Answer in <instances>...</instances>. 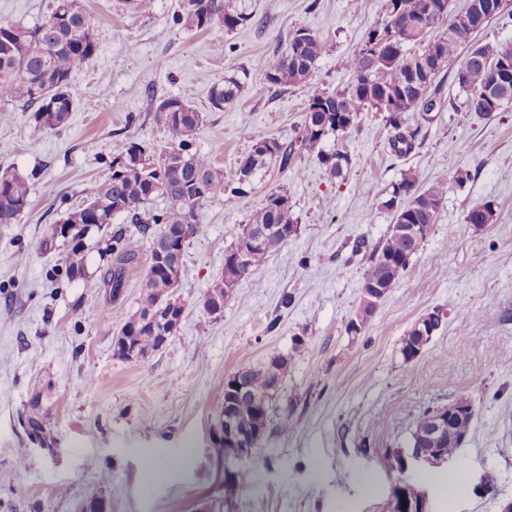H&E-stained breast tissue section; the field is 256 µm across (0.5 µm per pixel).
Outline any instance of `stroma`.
Listing matches in <instances>:
<instances>
[{
    "mask_svg": "<svg viewBox=\"0 0 512 512\" xmlns=\"http://www.w3.org/2000/svg\"><path fill=\"white\" fill-rule=\"evenodd\" d=\"M181 2L130 9L123 0H79L99 49L72 74L66 126L37 130L18 103L0 101V174L30 187L16 223L0 224V512H78L93 497L108 512H392L399 473L391 450L406 448L424 410L462 394L473 404L472 428L450 461L433 465L427 512H503L512 503V103L487 116L468 111L447 70L435 82L441 107L431 121L404 115L416 134L409 155L391 152L384 115L372 110L288 170L257 175L248 197L206 203L205 231L185 249L176 290L181 324L145 362L115 357L113 339L138 308L150 237L116 216L87 238L86 275L74 281L64 248L39 250L51 225L110 176L129 141L164 147L147 91L204 113L196 148L229 176L255 139L291 140L305 117V88L270 86L262 58L310 30L327 43L315 80L341 89L352 79L347 57L388 21L387 0H224L246 23L199 32L174 24ZM229 75L243 84L239 98L210 111V87ZM323 151L347 154L339 176L321 164ZM409 171L421 191L446 181L438 220L350 335L367 251L393 222L384 202ZM273 192L287 194L298 236L233 288L221 316L206 313L200 300L223 277L225 252ZM482 202L493 206L492 223H466ZM117 229L139 264L105 320L101 250ZM361 241L365 251L354 252ZM435 310L441 326L404 360L402 337ZM279 353L292 363L248 464L250 485L225 482L215 438L222 383ZM37 395L51 453L36 449L23 425ZM159 452L181 466L151 474Z\"/></svg>",
    "mask_w": 512,
    "mask_h": 512,
    "instance_id": "obj_1",
    "label": "stroma"
}]
</instances>
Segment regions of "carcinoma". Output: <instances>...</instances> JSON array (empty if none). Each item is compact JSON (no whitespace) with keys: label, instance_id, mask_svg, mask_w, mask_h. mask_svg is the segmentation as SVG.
Here are the masks:
<instances>
[{"label":"carcinoma","instance_id":"carcinoma-1","mask_svg":"<svg viewBox=\"0 0 512 512\" xmlns=\"http://www.w3.org/2000/svg\"><path fill=\"white\" fill-rule=\"evenodd\" d=\"M504 0H467L464 9L450 11V0H388L389 21L381 28L368 31L361 47L346 61L352 81L343 89L326 91L314 80L318 60L326 51V43L317 35L298 30L288 39L284 50H276L261 62L266 81L275 87L301 85L307 91V107L303 123L289 142L274 137L256 139L244 160L228 181L224 172L195 148L204 124L203 113L178 97L161 98L154 105V119L163 128L168 147L157 156L146 152L137 141H130L123 154L112 159V174L88 196L84 204L67 212L40 241L47 252L56 246L66 248L65 272L69 279L86 275L85 240L93 230L112 224L118 214H125L139 231L148 233L149 225L159 224L152 235L149 264L137 311L124 323L114 338V354L123 360L135 355L140 362L150 359L162 348L163 337L172 336L181 322L184 306L171 308L166 288L169 283L157 263L161 252L169 254L182 271L185 245L181 241L201 235L204 204L229 192L244 199L252 190L256 173L276 167L280 171L293 164L298 152L318 147L328 136L349 130L362 112L385 113L391 128L388 140L398 157L408 155L415 147V133L404 128L403 114L418 112L430 121L435 106L431 88L439 74L459 56H464L454 74L455 82L466 93L465 105L470 112L488 115L512 102V40L493 46L472 45L468 32L483 29L501 15ZM417 20L421 26L408 29L403 21ZM177 24L198 31L221 27L232 31L248 21V17L224 7V0H186L184 12L175 16ZM448 22L447 29L432 36L436 25ZM98 50L95 25L79 0H54L50 14L39 24L26 27L0 20V100L19 102L33 113L38 130L56 129L67 124L74 101L70 92L73 70ZM485 53L496 58L500 80L482 64ZM242 91V83L234 76L214 84L209 90L210 109L221 112L234 103ZM321 161L336 176L349 158L341 152L324 154ZM446 193L445 184L436 181L426 190L417 191V176L403 174L392 187L383 206L394 211L393 223L416 228L420 241H425L437 219ZM161 197L166 207L155 213L140 212L148 201ZM29 205L28 183L14 175L0 176V224H12ZM493 208L488 202L474 205L466 215L469 224L491 223ZM247 231L269 238L265 247H254L250 237L241 235L226 252L228 257H241L235 270L210 287L202 298L203 308L210 312L224 303L234 286L251 271L268 262L277 248L298 233L288 196L273 193L265 206L254 214ZM111 263L102 276L106 306L100 315L108 318V305L119 300L126 277L136 264V254L122 246V231L112 234L106 245ZM417 248L413 241L390 228L386 237L369 254L363 273L362 289L388 290L408 268ZM378 304L358 306L346 331L361 333ZM431 336L412 326L401 339L400 352L407 361L421 353ZM292 356L275 355L266 362L240 367L224 379L219 405L220 416L234 418L237 428L261 439L268 428L270 403L288 374ZM451 404L461 416L451 429L439 438L430 436L434 409L428 408L416 420L407 444L429 455L454 456L458 438L470 431L473 420L472 402L459 395ZM26 424L39 427L41 440L54 442L46 428V412L39 399H33L26 412Z\"/></svg>","mask_w":512,"mask_h":512}]
</instances>
